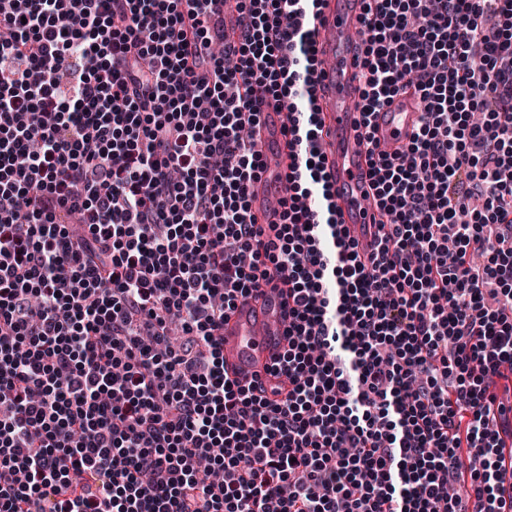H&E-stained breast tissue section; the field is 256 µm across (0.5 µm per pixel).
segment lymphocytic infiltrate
Returning <instances> with one entry per match:
<instances>
[{"instance_id":"lymphocytic-infiltrate-1","label":"lymphocytic infiltrate","mask_w":512,"mask_h":512,"mask_svg":"<svg viewBox=\"0 0 512 512\" xmlns=\"http://www.w3.org/2000/svg\"><path fill=\"white\" fill-rule=\"evenodd\" d=\"M322 2L0 0V512H506L512 0H364V137L423 104L371 157L367 259L318 147ZM275 275L279 400L224 377V318ZM421 104L412 90L396 95L392 101L374 116L377 152L398 155L409 136L416 129ZM284 114L285 112L268 107L256 136V150L265 161V171L252 187V207L254 212L269 217L279 211V206L272 201L271 195L282 180L283 170L291 162L292 148L286 144L281 132Z\"/></svg>"}]
</instances>
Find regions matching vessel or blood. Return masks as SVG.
I'll use <instances>...</instances> for the list:
<instances>
[{
    "label": "vessel or blood",
    "instance_id": "obj_1",
    "mask_svg": "<svg viewBox=\"0 0 512 512\" xmlns=\"http://www.w3.org/2000/svg\"><path fill=\"white\" fill-rule=\"evenodd\" d=\"M363 0H325L315 29V45L321 69L315 83L316 104L325 124L319 148L333 185L338 223L357 239L362 255L376 249L373 226L368 146L361 136V89L355 63L361 44ZM421 104L406 91L374 116L379 152L396 155L416 129ZM284 114L267 108L256 136V149L265 171L251 190L254 212L274 216L279 206L271 195L280 184L292 149L281 132ZM287 287H266L241 298L224 321V370L240 384L262 380L266 388L278 379L268 369L282 353L288 325Z\"/></svg>",
    "mask_w": 512,
    "mask_h": 512
}]
</instances>
